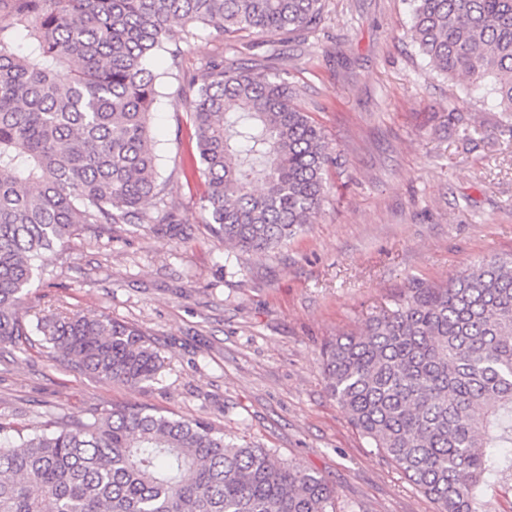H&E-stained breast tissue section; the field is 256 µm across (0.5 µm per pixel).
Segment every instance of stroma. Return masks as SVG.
<instances>
[{"label": "stroma", "mask_w": 512, "mask_h": 512, "mask_svg": "<svg viewBox=\"0 0 512 512\" xmlns=\"http://www.w3.org/2000/svg\"><path fill=\"white\" fill-rule=\"evenodd\" d=\"M321 26L269 58L263 37L224 59L285 71L335 158L307 225L271 256L224 245L207 228L204 185L180 78H164L152 126L163 201L179 230L116 224L79 231L32 311L105 313L142 330L165 360L157 380L112 382L70 370L39 344H0V418L35 426L121 405L204 419L322 476L336 512H437L350 424L327 389L320 349L356 332L408 280L440 282L512 254V114L488 82L444 79L407 38L406 0H325Z\"/></svg>", "instance_id": "1"}]
</instances>
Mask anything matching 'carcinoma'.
<instances>
[{
    "instance_id": "cac0c4a2",
    "label": "carcinoma",
    "mask_w": 512,
    "mask_h": 512,
    "mask_svg": "<svg viewBox=\"0 0 512 512\" xmlns=\"http://www.w3.org/2000/svg\"><path fill=\"white\" fill-rule=\"evenodd\" d=\"M407 31L434 70L489 79L512 112V0H409ZM322 0H0V343L35 335L76 372L157 379L137 328L79 312L26 319L28 286L80 230L149 224L159 181V75L208 32L216 52L178 94L190 113L212 233L269 253L311 224L331 152L291 83L224 64V41L300 36ZM351 425L438 506L485 512L512 477V256L408 281L358 333L322 348ZM322 477L275 462L202 420L114 406L35 428L0 420V512H336Z\"/></svg>"
}]
</instances>
